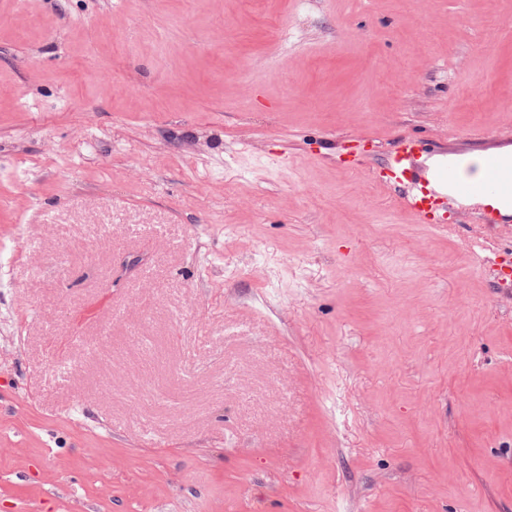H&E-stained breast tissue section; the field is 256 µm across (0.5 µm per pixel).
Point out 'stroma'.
<instances>
[{
    "label": "stroma",
    "mask_w": 512,
    "mask_h": 512,
    "mask_svg": "<svg viewBox=\"0 0 512 512\" xmlns=\"http://www.w3.org/2000/svg\"><path fill=\"white\" fill-rule=\"evenodd\" d=\"M405 135L512 144V0H0V512H512V229ZM483 164V168H482ZM470 158V182L458 154L435 151L420 138L400 137L378 165L373 177L400 192L399 206L438 232L448 228V213L460 205L471 219L488 228L512 222V167L489 152ZM484 169V178H483ZM472 200L474 205L468 204ZM475 246L479 250L478 258L481 266H490L492 272H494L500 278L509 276L511 271H506L505 269L510 268L511 260L507 261L506 258H503L491 250L484 240L476 241Z\"/></svg>",
    "instance_id": "stroma-1"
}]
</instances>
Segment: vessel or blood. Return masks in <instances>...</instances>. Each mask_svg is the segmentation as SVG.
<instances>
[{"label": "vessel or blood", "instance_id": "b4317fda", "mask_svg": "<svg viewBox=\"0 0 512 512\" xmlns=\"http://www.w3.org/2000/svg\"><path fill=\"white\" fill-rule=\"evenodd\" d=\"M484 178L470 182L458 154L433 150L420 138L400 137L374 172L375 179L399 191V206L437 231L448 228V216L468 206L471 219L488 228L512 225V166L502 156H483ZM479 261L498 277L512 262L479 241Z\"/></svg>", "mask_w": 512, "mask_h": 512}]
</instances>
